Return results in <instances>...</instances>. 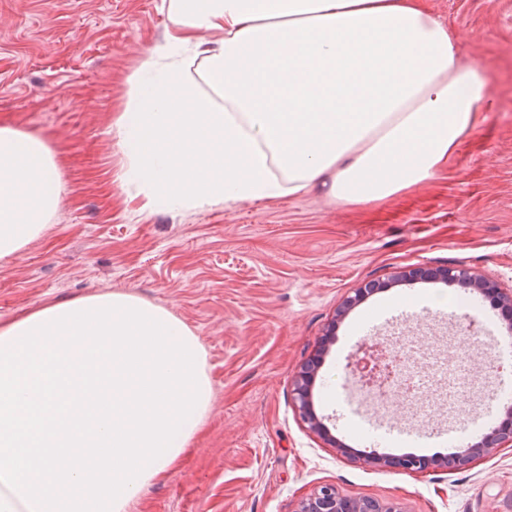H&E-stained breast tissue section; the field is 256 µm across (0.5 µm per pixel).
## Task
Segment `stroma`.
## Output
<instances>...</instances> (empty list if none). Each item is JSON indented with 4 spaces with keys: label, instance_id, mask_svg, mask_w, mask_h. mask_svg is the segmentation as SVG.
I'll return each mask as SVG.
<instances>
[{
    "label": "stroma",
    "instance_id": "stroma-1",
    "mask_svg": "<svg viewBox=\"0 0 512 512\" xmlns=\"http://www.w3.org/2000/svg\"><path fill=\"white\" fill-rule=\"evenodd\" d=\"M161 0H0V125L41 136L61 161L62 202L42 241L0 260V322L44 304L112 291L137 294L183 319L207 352L213 411L180 462L130 512H295L316 487L400 503L403 512H512V447L468 468L426 473L378 468L364 455H404L369 443L338 412L363 324L407 334L418 378L469 375L461 415L437 397L402 401L373 420L447 434L427 457L456 452L504 416L512 360L494 339L512 332L480 299V332L466 312L392 321L399 295H457L455 282H400L348 313L366 284L419 265L465 267L512 289V0H428L485 67L492 109L428 184L382 203L330 206L320 192L218 205L172 215L135 214L119 174L112 122L126 76L162 41ZM335 335L316 376L315 410L341 455L300 421L292 389L327 328ZM480 343H472V334Z\"/></svg>",
    "mask_w": 512,
    "mask_h": 512
}]
</instances>
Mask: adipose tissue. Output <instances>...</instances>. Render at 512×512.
Returning a JSON list of instances; mask_svg holds the SVG:
<instances>
[{"mask_svg":"<svg viewBox=\"0 0 512 512\" xmlns=\"http://www.w3.org/2000/svg\"><path fill=\"white\" fill-rule=\"evenodd\" d=\"M170 27L112 123L140 211L323 192L343 207L432 180L483 120L486 71L424 0H161ZM61 203L39 136L0 126V259Z\"/></svg>","mask_w":512,"mask_h":512,"instance_id":"adipose-tissue-1","label":"adipose tissue"}]
</instances>
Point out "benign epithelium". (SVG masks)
Here are the masks:
<instances>
[{"label": "benign epithelium", "instance_id": "1", "mask_svg": "<svg viewBox=\"0 0 512 512\" xmlns=\"http://www.w3.org/2000/svg\"><path fill=\"white\" fill-rule=\"evenodd\" d=\"M440 275L448 281L471 286L482 295H493L495 305L501 310L503 317L512 322V292L506 293L490 279L474 275L464 268H446L440 271ZM331 343L332 338L325 336L318 344L311 360L303 365L294 382L293 400L300 419L311 431L321 436L342 455L350 456L352 450L338 443L318 417L312 398L316 370L324 355L328 353ZM510 447H512V408L508 409L499 424L494 426L481 441L461 448L446 457L365 455L363 460L374 467L393 468L409 473H423L444 468L460 470L499 448ZM295 512H403V510L396 502L348 497L343 495L335 485L326 484L317 487L308 497L302 499Z\"/></svg>", "mask_w": 512, "mask_h": 512}]
</instances>
